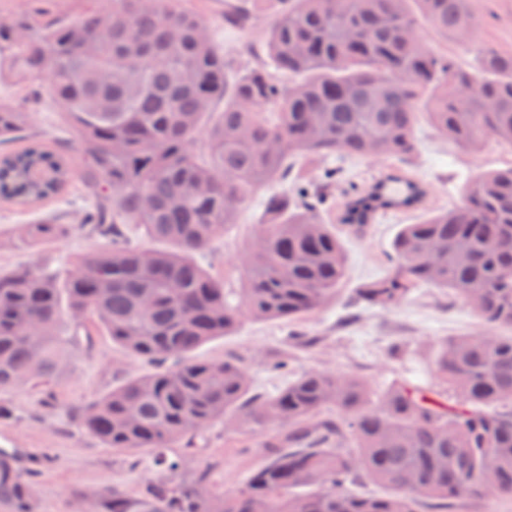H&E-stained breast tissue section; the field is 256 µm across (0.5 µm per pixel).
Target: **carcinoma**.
Instances as JSON below:
<instances>
[{"label": "carcinoma", "instance_id": "cac0c4a2", "mask_svg": "<svg viewBox=\"0 0 512 512\" xmlns=\"http://www.w3.org/2000/svg\"><path fill=\"white\" fill-rule=\"evenodd\" d=\"M250 0L224 15L244 30ZM461 41L475 32L470 0H281L266 59L227 74L206 23L181 0H108L68 22L53 0L0 15V80L41 76L80 133L83 179L95 202L82 222L112 248L76 260L63 279L45 267L0 272V392L45 386L71 337L91 318L131 354L183 362L131 379L92 404L82 426L110 448L156 453L164 475L135 497L99 492L81 512H417L420 497H512V167L471 178L457 205L405 224L392 272L359 298L396 306L413 288H446L487 332L440 343L435 370L451 403L406 380L381 394L352 374L309 370L268 396L250 393L248 371L187 355L246 319H296L336 297L345 262L324 223L341 172L335 156L398 158L417 151L426 119L444 138L478 151L512 145V54L482 53L464 69L420 37L419 24ZM29 113L0 105V141ZM207 151L199 154V136ZM299 157L320 168L288 186ZM68 178L64 157L39 146L0 156V198L33 205ZM263 215L234 292L199 262L260 188ZM427 192L392 171L366 189L349 185L338 220L361 228L380 212L420 209ZM65 224H33V244ZM137 233L167 250L127 244ZM336 408L334 424L320 422ZM216 418L236 430L284 429L266 459L234 492L208 489L210 471L178 478L161 453ZM361 476L385 490L360 494ZM35 483L0 451V512H35Z\"/></svg>", "mask_w": 512, "mask_h": 512}]
</instances>
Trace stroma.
<instances>
[{"label":"stroma","instance_id":"obj_1","mask_svg":"<svg viewBox=\"0 0 512 512\" xmlns=\"http://www.w3.org/2000/svg\"><path fill=\"white\" fill-rule=\"evenodd\" d=\"M236 2L182 0L209 26L219 51L236 62L253 63L265 53V33L276 15L262 9L253 27L240 34L224 23L225 12ZM472 9L480 25L471 45L444 39L427 28L422 31L424 40L467 68L476 66L479 51L512 53V0H472ZM36 91L32 82L0 83V100L29 115L23 133L8 148L15 151L29 141H39L68 158L71 178L61 194L36 206L0 202V270L46 265L63 273L78 257L103 247L104 242L91 236L81 221L90 196L82 180L79 134L66 127L56 103L39 98ZM416 141L417 151L406 162L336 159V167L360 187L389 171L404 170L425 184L427 198L421 210L391 211L356 230L338 223L344 188L333 189L335 209L326 220L334 225L346 259V276L334 301L294 320L244 321L228 335L200 346L192 352V359L244 364L252 392L265 395L276 393L305 370L353 374L375 391L398 379L438 387L434 362L440 342L483 329L467 303L449 290L427 285L414 288L405 302L390 309L361 303L357 293L389 272L391 244L402 225L454 206L463 186L478 172L512 166V147L490 141L479 151L468 152L441 138L425 120L416 129ZM262 199V194L254 195L237 224L213 243L203 259L212 274L223 277L226 287L243 285L239 256L252 238ZM44 222L67 225L68 232L44 245H27L21 238L27 225ZM153 370L150 362L131 355L93 325L80 344L71 346L64 369L53 383L54 409L42 407L40 392L31 387L0 393V403L13 412L12 419L0 421V449H18L20 467H38L36 512H79L78 497L89 499L112 486L134 495L147 479L156 477L148 453L109 448L76 419L80 410L113 388ZM278 432L271 425L233 432L219 418L196 435L191 449L178 444L173 451L185 454L186 471L209 468L212 490L228 494L263 463L265 445ZM416 508L418 512H512V497L460 498L442 506L421 498Z\"/></svg>","mask_w":512,"mask_h":512}]
</instances>
